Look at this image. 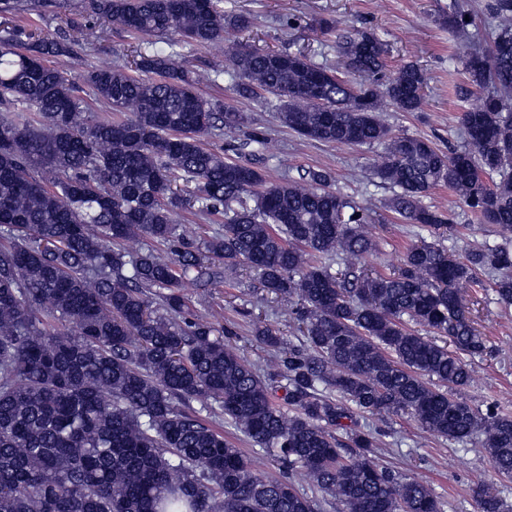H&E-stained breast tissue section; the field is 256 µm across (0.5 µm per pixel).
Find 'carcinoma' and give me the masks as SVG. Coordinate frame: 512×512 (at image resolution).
I'll list each match as a JSON object with an SVG mask.
<instances>
[{
  "instance_id": "obj_1",
  "label": "carcinoma",
  "mask_w": 512,
  "mask_h": 512,
  "mask_svg": "<svg viewBox=\"0 0 512 512\" xmlns=\"http://www.w3.org/2000/svg\"><path fill=\"white\" fill-rule=\"evenodd\" d=\"M88 8L136 36L224 40L217 0ZM484 10L494 21L485 55L467 12L448 14L470 46L463 68L486 94L459 116L465 144L446 153L383 122L385 100L421 111L427 82L413 64L383 80L373 31L339 37L343 73L300 53L227 54L239 94L274 95L297 134L383 146L374 173L394 189L386 207L420 238L390 273L364 264L372 208L332 188L327 171L268 185L257 167L204 148L201 136L239 130L247 116L201 97L199 77L169 57L140 55L138 76L88 70L85 84L118 113L102 117L46 64L70 51L68 39L24 43L15 27L0 36V107L28 111L0 121V142H13L0 146V512H316L301 480L339 512H444L425 483L378 464L385 433L361 424L365 414L410 413L437 437H475L491 468L512 477V415L462 396L472 381L462 355L486 350L463 287L482 288L487 275L496 303L512 307V248L486 242L460 258L441 243L450 218L423 204L443 184L480 222L512 233V0ZM187 208L224 215V229L169 255L124 248L174 242V216ZM215 259L247 263L267 292L299 304L303 343L255 331L277 350L282 406L271 379L204 317H187L182 283L216 275L205 265ZM215 410L291 478L254 475L200 418ZM474 495L479 512H512L480 484Z\"/></svg>"
}]
</instances>
